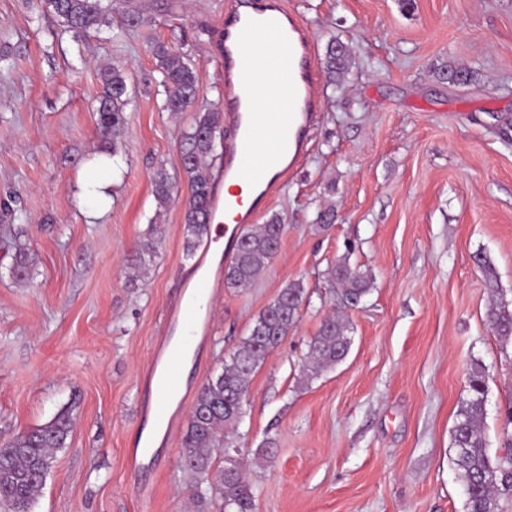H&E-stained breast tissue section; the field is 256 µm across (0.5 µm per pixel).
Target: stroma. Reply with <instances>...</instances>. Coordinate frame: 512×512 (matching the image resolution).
<instances>
[{
	"instance_id": "1",
	"label": "stroma",
	"mask_w": 512,
	"mask_h": 512,
	"mask_svg": "<svg viewBox=\"0 0 512 512\" xmlns=\"http://www.w3.org/2000/svg\"><path fill=\"white\" fill-rule=\"evenodd\" d=\"M134 2L149 24L77 39L40 0H0V441L75 406L33 512H186L182 436L198 391L292 281L306 290L297 324L256 372L232 439L257 512H465L451 443L472 365L488 370L490 455L512 440V340L487 324L491 293L473 261L490 259L512 303V0H288L317 63L334 38L354 61L341 85L318 79L307 150L256 215L282 217L280 249L243 289L225 287L223 262L184 252L183 207H159L151 186L161 164L181 178L193 115L164 110L150 46L186 54L196 109L219 107L224 0ZM448 62L474 81L439 80ZM112 63L130 93L115 172L96 164L100 69ZM96 179L110 183L106 200L88 191ZM327 208L334 221L319 225ZM154 223L162 243L139 251ZM20 226L37 255L23 284L9 275ZM343 258L372 289L345 312L346 359L304 384L309 342L339 304L325 272ZM198 272L211 331L193 339L162 441L134 469L151 354L174 336L167 313ZM270 440L273 458L253 467Z\"/></svg>"
}]
</instances>
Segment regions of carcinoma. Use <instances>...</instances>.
Returning <instances> with one entry per match:
<instances>
[{
  "instance_id": "obj_1",
  "label": "carcinoma",
  "mask_w": 512,
  "mask_h": 512,
  "mask_svg": "<svg viewBox=\"0 0 512 512\" xmlns=\"http://www.w3.org/2000/svg\"><path fill=\"white\" fill-rule=\"evenodd\" d=\"M45 12L59 18L62 26L80 38L92 30L112 25L118 14L115 37L144 22V15L118 0H41ZM159 62L164 109L174 115L189 110L196 98L197 74L189 60L163 42L152 45ZM346 45L336 39L329 42L326 68L331 81L340 80L348 69ZM437 76L453 84L474 81L470 69L446 64ZM103 85L96 109L97 126L105 140L117 146L124 132L129 104L127 76L120 65L101 70ZM220 112L209 110L195 116L191 131L180 145V165L187 177V193L180 198L179 186L167 169L157 168L153 175V194L159 205L178 199L184 208V251L196 250L211 224L214 191L211 162L220 131ZM285 226L278 216L240 232L230 262L224 266V283L229 288L249 286L274 260ZM162 240V225L153 224L140 249L151 252ZM35 254L18 244L10 273L14 282L25 283L31 276ZM331 290L340 304L355 307L369 293L368 275L350 266L347 259L326 271ZM305 299L302 284L293 281L283 288L254 319L249 334L228 359L222 372L210 378L199 390L190 421L183 436L184 481L193 489L194 512H210L220 504V512H256V499L243 473L238 449L228 441L224 430L237 426L245 416L246 396L257 370L271 351L294 328ZM492 331L498 337L512 338V308L504 301H493L488 311ZM350 324L336 313L321 322L309 344L304 372L312 377L342 362L351 347ZM469 395L462 400L452 431L454 464L466 489V512H499V498L512 494V448L493 459L482 433L487 392V372L474 365L468 374ZM73 430L72 407L62 408L48 423L21 431L0 443V512H31V508L50 475L55 452L67 446Z\"/></svg>"
}]
</instances>
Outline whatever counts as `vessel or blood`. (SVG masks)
Listing matches in <instances>:
<instances>
[{
  "instance_id": "1",
  "label": "vessel or blood",
  "mask_w": 512,
  "mask_h": 512,
  "mask_svg": "<svg viewBox=\"0 0 512 512\" xmlns=\"http://www.w3.org/2000/svg\"><path fill=\"white\" fill-rule=\"evenodd\" d=\"M220 41L222 110L225 124L234 131L224 143V178L245 183L264 203L298 163L319 110L314 38L289 10L287 0H225ZM272 41L281 47V55L265 69H253L250 55L262 52ZM270 82L285 85V98L259 107L246 89ZM240 205L237 199L214 197L212 223H220L227 213L235 223H251L253 211H241ZM181 353L178 346L162 350L152 363L160 397H170L179 388Z\"/></svg>"
}]
</instances>
